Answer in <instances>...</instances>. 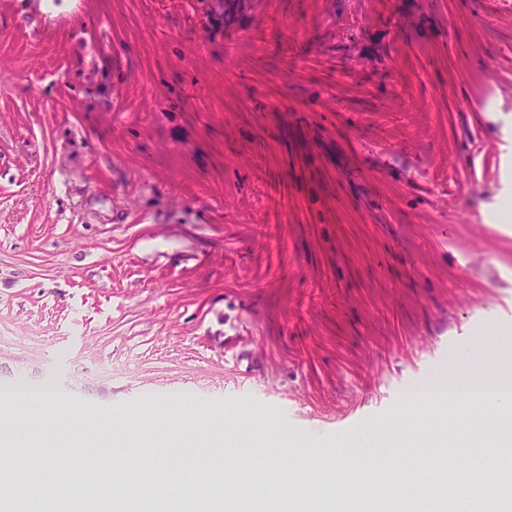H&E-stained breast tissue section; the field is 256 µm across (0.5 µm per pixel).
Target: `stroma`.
Returning a JSON list of instances; mask_svg holds the SVG:
<instances>
[{
    "label": "stroma",
    "mask_w": 512,
    "mask_h": 512,
    "mask_svg": "<svg viewBox=\"0 0 512 512\" xmlns=\"http://www.w3.org/2000/svg\"><path fill=\"white\" fill-rule=\"evenodd\" d=\"M1 50L0 391L52 389L105 438L89 458L34 421L30 445L151 494L155 448L202 425L213 482L270 512L297 445L332 498L434 477L422 423L489 418L410 393L467 352L512 368L503 0H0ZM329 95L340 117L311 112ZM144 413L156 445L124 455ZM151 430L152 420L143 415L126 427L114 430L113 438L116 439L117 442L123 443L130 436H134L138 445L145 446L144 440L150 437Z\"/></svg>",
    "instance_id": "obj_1"
}]
</instances>
